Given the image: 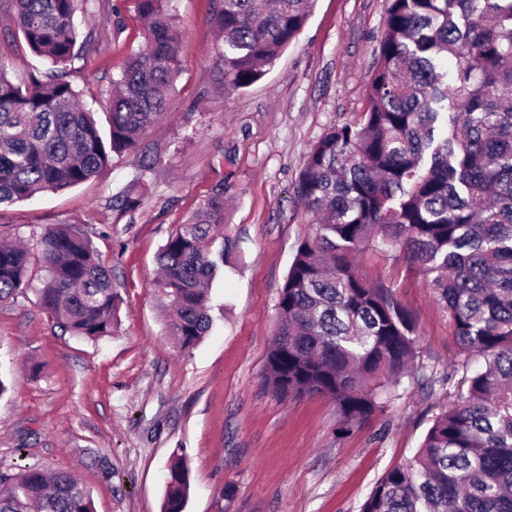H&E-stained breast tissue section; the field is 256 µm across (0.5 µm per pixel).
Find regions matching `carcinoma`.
Wrapping results in <instances>:
<instances>
[{
	"instance_id": "carcinoma-1",
	"label": "carcinoma",
	"mask_w": 512,
	"mask_h": 512,
	"mask_svg": "<svg viewBox=\"0 0 512 512\" xmlns=\"http://www.w3.org/2000/svg\"><path fill=\"white\" fill-rule=\"evenodd\" d=\"M17 36L0 44V212L98 176L134 152L167 114L182 71L173 0H137L144 42L112 78L108 130L68 80L78 54V0H11ZM367 78L368 107L335 123L308 152L294 187L311 240L294 255L278 299L264 386L288 399L321 395L349 427L398 396L415 363L416 320L352 264L371 245L397 252L430 283L467 358L448 372V402L414 457L389 469L360 512H512V0H386ZM313 0H221L217 83L230 96L259 81L296 40ZM23 45L47 71L13 74ZM455 59L453 74L441 65ZM224 189L161 246L155 282L164 334L180 352L213 327L211 286L231 263ZM33 291L74 336L115 334L112 269L74 226L0 244V301ZM0 512H95L72 475L28 467L8 476ZM185 456L169 468L162 512H183Z\"/></svg>"
}]
</instances>
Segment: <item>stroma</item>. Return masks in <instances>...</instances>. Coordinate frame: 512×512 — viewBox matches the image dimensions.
<instances>
[{"label": "stroma", "mask_w": 512, "mask_h": 512, "mask_svg": "<svg viewBox=\"0 0 512 512\" xmlns=\"http://www.w3.org/2000/svg\"><path fill=\"white\" fill-rule=\"evenodd\" d=\"M183 71L168 115L137 152L101 176L0 212V234L24 238L71 223L112 270L120 327L93 342L58 328L35 303H0V472H70L96 512H161L168 467L184 449V512H359L389 468L416 452L447 400L448 366L465 357L427 280L366 248L354 263L417 320L432 388L412 386L359 428L330 399L283 400L262 386L278 291L312 226L294 186L314 142L367 107L366 77L384 31L385 0H316L299 37L258 82L225 95L215 81L219 0H175ZM70 80L101 111L112 78L143 41L135 0H87ZM145 183L140 208L112 199ZM228 202L238 263L212 286L213 329L187 354L163 333L154 281L169 234L216 189ZM42 367L29 378L27 362ZM106 458L111 479L92 466Z\"/></svg>", "instance_id": "obj_1"}]
</instances>
